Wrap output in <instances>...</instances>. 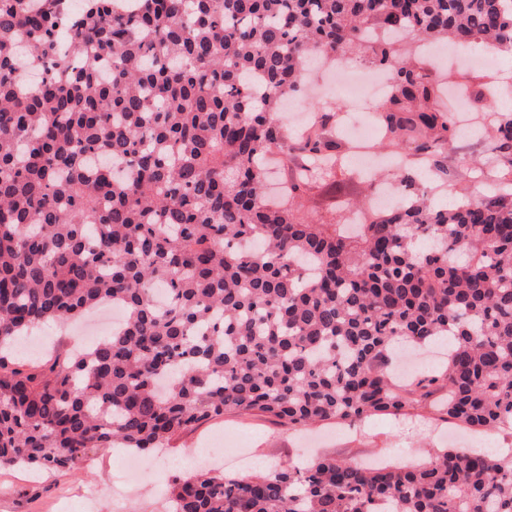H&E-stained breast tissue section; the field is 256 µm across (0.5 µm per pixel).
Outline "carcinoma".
Wrapping results in <instances>:
<instances>
[{
  "label": "carcinoma",
  "instance_id": "carcinoma-1",
  "mask_svg": "<svg viewBox=\"0 0 512 512\" xmlns=\"http://www.w3.org/2000/svg\"><path fill=\"white\" fill-rule=\"evenodd\" d=\"M0 0V466L76 472L109 448L162 449L226 411L306 426L419 403L474 432L512 429V112L489 139L499 194L437 206L414 168L407 202L354 234L296 204L345 167L323 133L288 144L278 117L315 56L390 74L385 145L447 174L440 78L395 41L512 49V0ZM43 66L38 88L20 69ZM296 152L288 201L264 160ZM168 302H157V291ZM123 324L86 352L34 363L18 338L102 303ZM448 340L406 386L387 368ZM170 512H512V454L446 448L420 464L330 457L275 472L176 477Z\"/></svg>",
  "mask_w": 512,
  "mask_h": 512
}]
</instances>
